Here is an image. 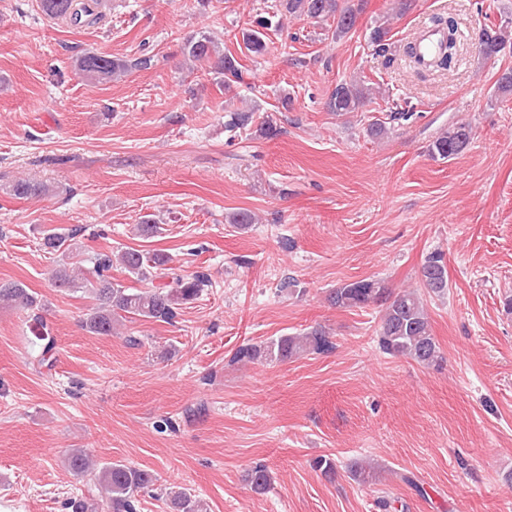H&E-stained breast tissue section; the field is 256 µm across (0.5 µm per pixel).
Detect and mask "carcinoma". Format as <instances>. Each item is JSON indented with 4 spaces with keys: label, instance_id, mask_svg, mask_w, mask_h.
<instances>
[{
    "label": "carcinoma",
    "instance_id": "carcinoma-1",
    "mask_svg": "<svg viewBox=\"0 0 512 512\" xmlns=\"http://www.w3.org/2000/svg\"><path fill=\"white\" fill-rule=\"evenodd\" d=\"M42 12L52 18L67 19L73 23L84 17L97 19L102 0H39ZM280 6L290 15L306 16L316 22L332 20L335 39L347 35L354 29L357 17L363 11L364 0H280ZM256 27L242 33L245 49L253 55L266 51V31L271 29L269 16L255 21ZM512 28V16L500 23L484 24L479 30L480 54L486 62H496L512 42L507 38V29ZM369 43L376 53L384 56L389 51V28L383 23L375 24L368 35ZM184 56L197 62H210L214 73L226 86L241 79L238 60L221 51L206 33L188 38L183 45ZM132 65L121 59L95 53H85L75 62L78 74L98 82H110L122 77ZM372 88L360 83L341 82L331 92L327 102L329 111L340 117L356 112L372 99ZM253 120V112H232L224 126L244 129ZM472 134L468 123H452L442 130L429 144L428 153L434 159L448 160L463 152L469 145ZM16 198L39 197L49 193V186L34 179H18L8 187ZM78 230L68 233L48 231L42 246L51 254L59 253L73 259L79 256L80 246L76 242ZM124 270L137 281L151 278L163 283L151 290L126 286L112 279V256L97 253L93 257L94 280L85 281L70 272L68 263L58 264L54 270L55 286L69 291L85 290L92 300L82 320L84 329L96 336H110L115 323L120 320H152L171 324L179 315L181 306L196 299L209 279L204 273L183 275L168 266L169 259L162 254L151 256L128 248L120 256ZM423 284L436 295L444 294L448 278L443 256L434 254L422 268ZM332 304L339 308H365L378 304L383 307L380 328L377 334L379 349L390 356L408 357L421 365L430 366L440 358V349L432 336L429 317L421 298L413 291L393 293L379 281L362 279L337 288L331 295ZM14 307L33 313L31 333L41 347L38 364L46 368L54 365L55 337L44 324L38 310L42 309L38 294L20 281H0V306ZM335 349V343L321 327L295 336L283 335L263 344L247 343L234 353L231 362L253 363L286 361L304 353L325 354ZM70 471L80 475L90 468L88 453L76 448L67 458ZM354 480L368 484L376 479L374 468L357 460L350 465ZM245 480L258 493L265 492L272 483L268 467L262 463L252 466ZM98 485L108 495L111 512H137L139 493L153 484L155 477L146 470L122 462L107 463L97 474ZM170 506L173 512H203V503L198 497L185 491L172 494Z\"/></svg>",
    "mask_w": 512,
    "mask_h": 512
}]
</instances>
